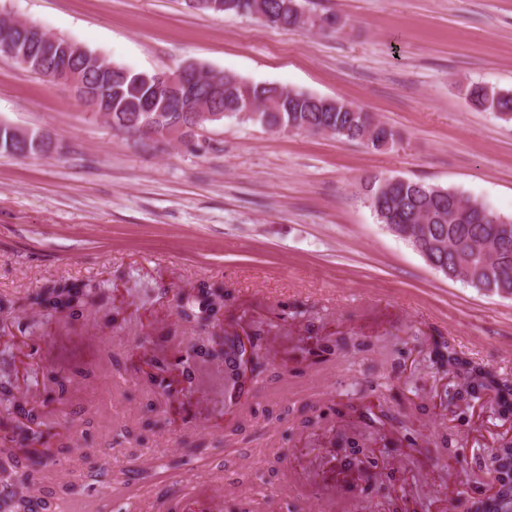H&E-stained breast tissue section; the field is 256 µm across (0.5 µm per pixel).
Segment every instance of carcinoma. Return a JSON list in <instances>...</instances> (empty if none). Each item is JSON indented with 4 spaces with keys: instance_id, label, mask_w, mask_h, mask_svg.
I'll return each instance as SVG.
<instances>
[{
    "instance_id": "cac0c4a2",
    "label": "carcinoma",
    "mask_w": 512,
    "mask_h": 512,
    "mask_svg": "<svg viewBox=\"0 0 512 512\" xmlns=\"http://www.w3.org/2000/svg\"><path fill=\"white\" fill-rule=\"evenodd\" d=\"M306 0H255L256 11L266 17L265 23L288 30L304 29L314 25L312 18L302 19L296 8H304ZM15 60L29 63L28 70L44 76L35 68L39 61V48L30 43ZM73 66L81 84L97 90L105 79L104 63L100 56L85 50L77 53ZM113 66L112 96L101 106L112 117V129L129 133L148 117L136 109L138 87L137 72ZM466 97L474 106L485 112H494L504 120H512V90L475 83L465 89ZM250 99L270 103L274 112H262L256 123L275 132L289 127L298 131L320 133L323 127L331 129V136L350 141L362 140L366 126L376 122L369 111L342 98L336 99L334 112L321 107L322 97L273 83L248 82L235 73L224 76L218 85L209 83L200 87L193 100L177 102L166 113L167 121L193 123L196 105L211 101L224 106L230 117H238L244 101ZM0 151L22 156H42L44 146L29 141L21 142L12 127L0 126ZM381 193L384 204L402 214L408 222L394 227L395 235L423 245L437 264L435 270L450 279L460 278L463 284L478 290L500 295H512V217L493 214L485 204L470 199L458 191L430 186L410 179L380 185L376 178L364 187L363 197ZM493 214L497 223L489 224L484 214ZM179 308L188 321H208L224 307L233 293L222 283L199 282L194 287L178 292ZM30 304L38 309L67 313L73 317L84 312L100 310L109 304V297L100 283L88 279L80 283L53 280L30 296ZM431 354L436 362L448 369L454 378V393L450 401L465 406L471 400L490 399L498 406L501 418L512 417V379L500 373L484 361L459 351L454 345L439 338L431 343ZM0 399L15 410V416L0 426V470L9 477L0 479V502L11 501L10 512L27 509V499L17 496L16 485L26 487L42 483L46 468L44 458L30 460V450L36 439L28 434L31 426L39 424L40 415L27 409L10 396L7 387L0 388ZM496 466L493 483L498 486L497 495L489 500L475 499L470 512H512V441L501 437L493 448Z\"/></svg>"
}]
</instances>
